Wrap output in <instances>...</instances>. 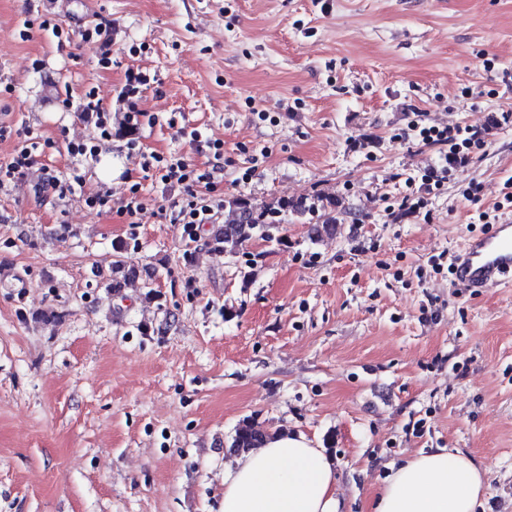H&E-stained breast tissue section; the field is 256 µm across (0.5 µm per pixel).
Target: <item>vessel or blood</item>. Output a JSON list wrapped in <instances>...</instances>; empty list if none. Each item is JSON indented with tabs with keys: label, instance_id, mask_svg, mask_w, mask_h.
<instances>
[{
	"label": "vessel or blood",
	"instance_id": "1",
	"mask_svg": "<svg viewBox=\"0 0 512 512\" xmlns=\"http://www.w3.org/2000/svg\"><path fill=\"white\" fill-rule=\"evenodd\" d=\"M512 277V224L475 236L455 256L454 279L462 288H486Z\"/></svg>",
	"mask_w": 512,
	"mask_h": 512
}]
</instances>
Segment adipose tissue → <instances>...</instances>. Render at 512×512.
Here are the masks:
<instances>
[{
	"instance_id": "ef3b65f1",
	"label": "adipose tissue",
	"mask_w": 512,
	"mask_h": 512,
	"mask_svg": "<svg viewBox=\"0 0 512 512\" xmlns=\"http://www.w3.org/2000/svg\"><path fill=\"white\" fill-rule=\"evenodd\" d=\"M479 463L437 450L392 467L370 512H477ZM336 471L306 436L284 434L235 456L224 467V512H340Z\"/></svg>"
}]
</instances>
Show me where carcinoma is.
<instances>
[{
	"label": "carcinoma",
	"mask_w": 512,
	"mask_h": 512,
	"mask_svg": "<svg viewBox=\"0 0 512 512\" xmlns=\"http://www.w3.org/2000/svg\"><path fill=\"white\" fill-rule=\"evenodd\" d=\"M226 207L232 216V221L226 225L214 227L207 240L210 251L217 254L233 256L245 242L259 236L272 238V231L277 229L284 217L290 213L305 214L319 207L322 210L321 227L317 234L332 235L341 223L340 215L344 210L339 208V201L327 197L319 199V203H307L303 200H275L262 207L253 205L243 197L227 200ZM135 268L127 266L124 260L116 262L113 269L112 288H121L126 282L136 278ZM274 434L267 431L252 417H246L235 426L231 436L230 447L236 451L259 448L272 439Z\"/></svg>",
	"instance_id": "1"
}]
</instances>
